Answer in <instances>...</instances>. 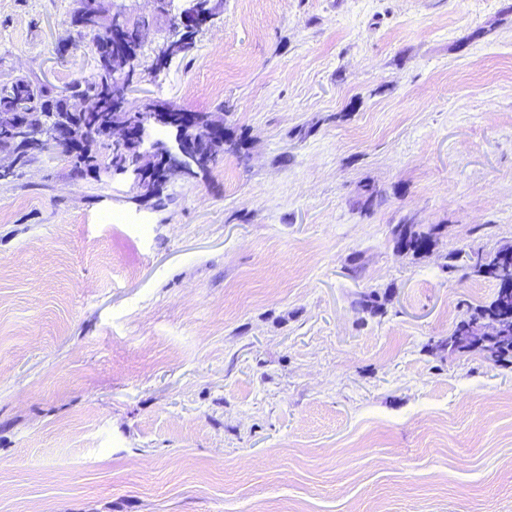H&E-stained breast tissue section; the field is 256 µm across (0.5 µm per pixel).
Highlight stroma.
<instances>
[{"mask_svg": "<svg viewBox=\"0 0 512 512\" xmlns=\"http://www.w3.org/2000/svg\"><path fill=\"white\" fill-rule=\"evenodd\" d=\"M124 3L151 57L185 0ZM75 6L0 0V72L90 77ZM133 97L245 142L162 211L0 183V512H512V364L444 345L498 288L449 253L512 246V0H224ZM398 244L413 253L425 250L431 240L432 232H420L413 229L411 224H398L394 229Z\"/></svg>", "mask_w": 512, "mask_h": 512, "instance_id": "stroma-1", "label": "stroma"}]
</instances>
